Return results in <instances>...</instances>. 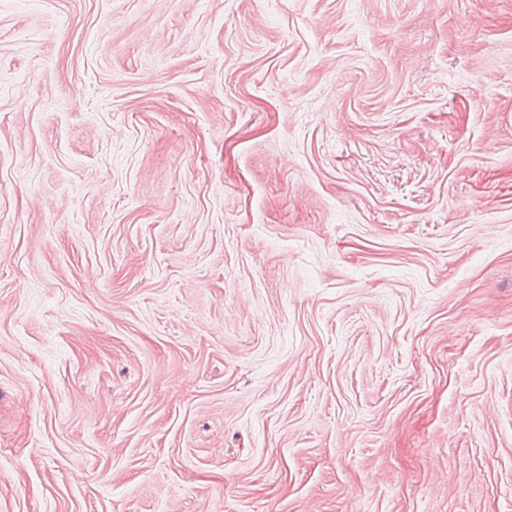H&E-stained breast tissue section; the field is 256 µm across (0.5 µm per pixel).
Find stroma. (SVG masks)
<instances>
[{"label": "stroma", "instance_id": "35a3bbf8", "mask_svg": "<svg viewBox=\"0 0 512 512\" xmlns=\"http://www.w3.org/2000/svg\"><path fill=\"white\" fill-rule=\"evenodd\" d=\"M0 512H512V0H0Z\"/></svg>", "mask_w": 512, "mask_h": 512}]
</instances>
